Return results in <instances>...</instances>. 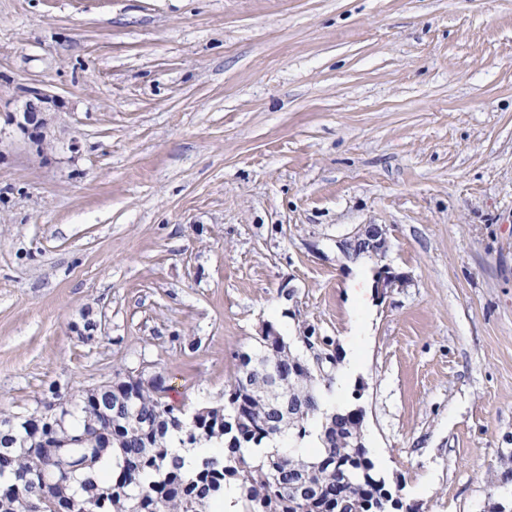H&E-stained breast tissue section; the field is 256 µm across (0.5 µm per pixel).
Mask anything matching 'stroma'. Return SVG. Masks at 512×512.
<instances>
[{"mask_svg":"<svg viewBox=\"0 0 512 512\" xmlns=\"http://www.w3.org/2000/svg\"><path fill=\"white\" fill-rule=\"evenodd\" d=\"M269 325L330 339L407 512H499L512 0H0V415L118 375L223 405ZM29 100L19 112L11 114V123L19 129L27 131L29 128L40 130L36 132L38 141L43 144L46 141V134L41 131L47 126V119L44 114L51 108L59 107V99L49 95L44 90L32 88L29 90Z\"/></svg>","mask_w":512,"mask_h":512,"instance_id":"obj_1","label":"stroma"}]
</instances>
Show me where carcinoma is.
Masks as SVG:
<instances>
[{
	"instance_id": "obj_1",
	"label": "carcinoma",
	"mask_w": 512,
	"mask_h": 512,
	"mask_svg": "<svg viewBox=\"0 0 512 512\" xmlns=\"http://www.w3.org/2000/svg\"><path fill=\"white\" fill-rule=\"evenodd\" d=\"M267 358L283 368L281 391L292 385L303 394L291 400L296 428L291 447L270 458L279 470L278 484L265 476L270 463L253 462V449L268 442L264 424L275 421L276 407L266 403L265 381L253 377L249 386L241 384L237 371L224 388V399L249 407V417L239 430L248 436L238 447L229 445L230 435L224 422L182 415L161 397L162 388L154 383L127 378L108 386L130 396L137 413L122 422L117 405L97 406L89 392L78 395L75 409L68 413L59 437L72 439L88 420L109 437L110 448H103L93 461L98 464L109 451L116 452L118 471L104 480H94L101 494L111 500L115 512H203L224 499L230 490L236 493L235 512H377L375 505L386 502L387 512H399L402 503L393 497L386 481L376 471L367 448L357 445L354 433L338 414L335 427L327 428L322 419L327 414L319 387L333 384L332 357L322 359L321 369L300 365L298 358L271 348ZM183 422L193 431V455L170 449L169 441L186 446L185 430L176 429L173 421ZM319 429L321 448L306 453V438ZM11 438L0 437V512H30V505L42 503L43 512H86L91 505L81 493L70 498H56L49 484L32 475V460L23 452L11 450ZM335 462L319 469L312 478L311 492L298 495L288 483L306 466L325 453Z\"/></svg>"
}]
</instances>
